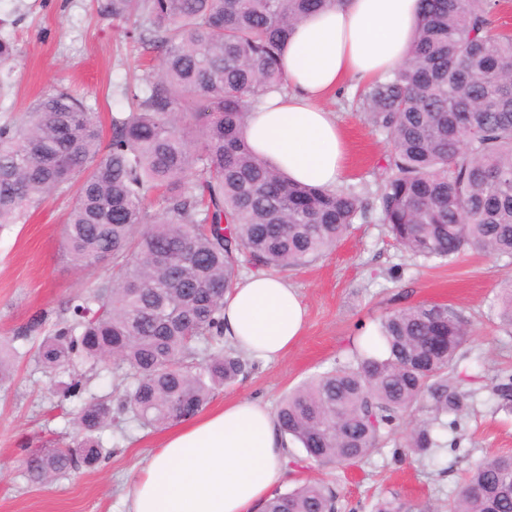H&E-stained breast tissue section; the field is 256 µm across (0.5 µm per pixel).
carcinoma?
Masks as SVG:
<instances>
[{"label":"carcinoma","instance_id":"1","mask_svg":"<svg viewBox=\"0 0 512 512\" xmlns=\"http://www.w3.org/2000/svg\"><path fill=\"white\" fill-rule=\"evenodd\" d=\"M333 0H96L157 53L131 91L136 111L112 117L103 143L97 113L66 89L37 98L0 126V228L23 224L51 195L76 190L64 256L78 269L112 261V278L71 298L38 362L63 372L76 358L126 383L119 411L142 428L201 413L216 390L256 364L224 349V293L243 266L288 271L331 250L374 217L404 251L453 261L472 248L512 258V34L490 33L499 0H420L405 61L355 99L390 149L371 203L353 186L289 179L242 136L254 102L286 79L281 42ZM512 327V284L493 301ZM377 347L316 374L279 402L280 431L319 466L356 467L380 452L407 417L393 456L432 458L473 392L452 366L470 339L445 304L398 308L376 325ZM80 398L77 439L36 448L40 483L103 458L108 395ZM512 407V378L493 386ZM453 415L455 420L445 421ZM336 489L316 480L276 492L261 512H336ZM371 512H431L382 498ZM448 512H512V454L469 464Z\"/></svg>","mask_w":512,"mask_h":512}]
</instances>
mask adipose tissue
Instances as JSON below:
<instances>
[{"label":"adipose tissue","instance_id":"ef3b65f1","mask_svg":"<svg viewBox=\"0 0 512 512\" xmlns=\"http://www.w3.org/2000/svg\"><path fill=\"white\" fill-rule=\"evenodd\" d=\"M418 19L419 0H332L306 17L281 49L285 88L248 115V145L292 180L336 188L345 142L324 100L347 81L366 84L394 69ZM306 315L285 279L251 273L224 297V338L268 362L297 343ZM288 448L266 402L227 400L165 433L127 491V512H259L284 477Z\"/></svg>","mask_w":512,"mask_h":512}]
</instances>
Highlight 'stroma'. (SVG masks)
<instances>
[{"label":"stroma","instance_id":"stroma-1","mask_svg":"<svg viewBox=\"0 0 512 512\" xmlns=\"http://www.w3.org/2000/svg\"><path fill=\"white\" fill-rule=\"evenodd\" d=\"M0 33L16 46L11 90L0 98V125L19 117L39 95L63 87L98 112L102 137L110 139L113 113L131 109L125 89L136 84L144 58L123 26L98 16L93 0H0ZM355 93V86H344L326 106L346 141L343 184L371 188L389 144L352 107ZM74 202L71 196L48 197L27 223L0 230V338L13 340L22 353L10 376L0 380V512H127L125 492L162 434L118 414L103 435L106 456L96 467L43 484L25 474L28 449L70 443L76 436L68 414L77 401L63 396L64 383L87 380L92 392L115 401L123 393L109 372L94 374L81 363L66 373L50 372L32 355L45 332L30 330L31 320L53 325L73 295L112 275L111 262L80 271L64 257L63 226ZM284 277L308 310L303 335L278 360L257 362L245 378L216 391L213 404L252 397L277 405L289 389L350 358L364 328L383 313L421 302L452 306L468 320L471 341L455 372L475 397L457 430L444 433L445 446L434 458L398 463L389 443L362 466L324 468L295 447L281 491L306 480L330 482L336 512H369L370 503L392 496L437 506L454 497L472 461L512 453V410L503 409L492 392L500 378L512 375V329L491 306L512 281V259L468 251L450 264L423 262L402 250L379 222L359 221L335 249Z\"/></svg>","mask_w":512,"mask_h":512}]
</instances>
